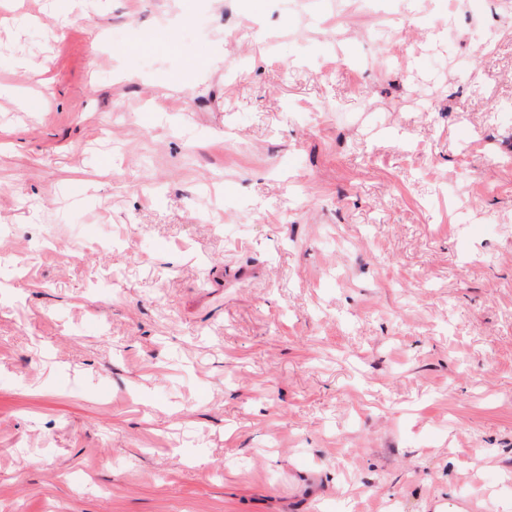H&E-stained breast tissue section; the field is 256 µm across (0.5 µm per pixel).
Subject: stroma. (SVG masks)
I'll return each instance as SVG.
<instances>
[{
	"mask_svg": "<svg viewBox=\"0 0 512 512\" xmlns=\"http://www.w3.org/2000/svg\"><path fill=\"white\" fill-rule=\"evenodd\" d=\"M58 15L0 0V512H512V11Z\"/></svg>",
	"mask_w": 512,
	"mask_h": 512,
	"instance_id": "stroma-1",
	"label": "stroma"
}]
</instances>
